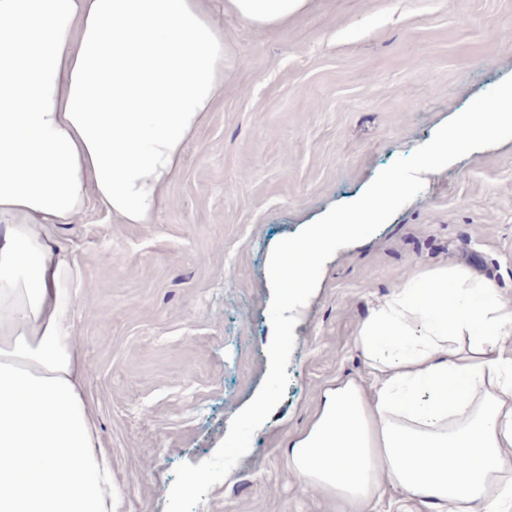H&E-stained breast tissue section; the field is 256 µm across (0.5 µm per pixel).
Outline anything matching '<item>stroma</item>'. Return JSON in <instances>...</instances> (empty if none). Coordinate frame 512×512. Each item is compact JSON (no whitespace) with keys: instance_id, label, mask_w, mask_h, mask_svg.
I'll use <instances>...</instances> for the list:
<instances>
[{"instance_id":"stroma-1","label":"stroma","mask_w":512,"mask_h":512,"mask_svg":"<svg viewBox=\"0 0 512 512\" xmlns=\"http://www.w3.org/2000/svg\"><path fill=\"white\" fill-rule=\"evenodd\" d=\"M224 90L147 224L89 206L58 244L85 286L76 341L114 512H165L176 467L209 460L259 392L272 249L512 76V0H308L278 26L211 0ZM374 235L339 249L298 310L289 382L248 453L194 512H338L283 454L320 392L365 372L353 337L377 299L453 266L512 304V140L438 172Z\"/></svg>"}]
</instances>
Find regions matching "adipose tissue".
<instances>
[{"label":"adipose tissue","instance_id":"ef3b65f1","mask_svg":"<svg viewBox=\"0 0 512 512\" xmlns=\"http://www.w3.org/2000/svg\"><path fill=\"white\" fill-rule=\"evenodd\" d=\"M305 3L225 0L260 25ZM223 88L208 0H0V512H112L75 344L83 276L55 232L92 203L149 223ZM511 339L512 305L464 269L379 300L354 337L366 376L336 379L288 441L298 487L349 512H375L386 484L421 512H504Z\"/></svg>","mask_w":512,"mask_h":512}]
</instances>
